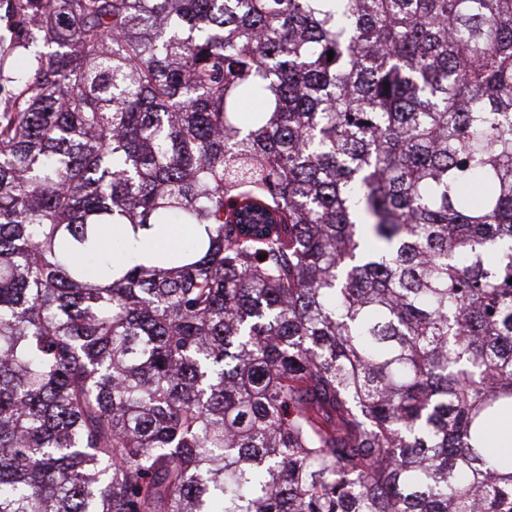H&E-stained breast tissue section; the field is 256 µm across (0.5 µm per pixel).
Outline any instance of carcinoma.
Returning <instances> with one entry per match:
<instances>
[{
  "mask_svg": "<svg viewBox=\"0 0 512 512\" xmlns=\"http://www.w3.org/2000/svg\"><path fill=\"white\" fill-rule=\"evenodd\" d=\"M8 2L0 512H512V0Z\"/></svg>",
  "mask_w": 512,
  "mask_h": 512,
  "instance_id": "obj_1",
  "label": "carcinoma"
}]
</instances>
